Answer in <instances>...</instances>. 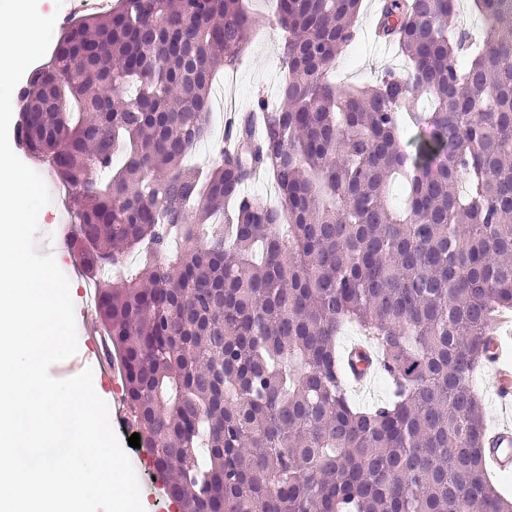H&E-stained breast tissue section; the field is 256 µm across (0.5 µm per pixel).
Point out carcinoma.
<instances>
[{
  "label": "carcinoma",
  "instance_id": "cac0c4a2",
  "mask_svg": "<svg viewBox=\"0 0 512 512\" xmlns=\"http://www.w3.org/2000/svg\"><path fill=\"white\" fill-rule=\"evenodd\" d=\"M471 2L474 34L459 0H379L403 68L343 87L362 0H278L275 101L201 169L213 74L256 24L241 0H117L31 74L18 139L69 188L129 424L179 512H512L474 385L512 311V0ZM259 169L278 204L245 193ZM348 325L390 383L367 407Z\"/></svg>",
  "mask_w": 512,
  "mask_h": 512
}]
</instances>
